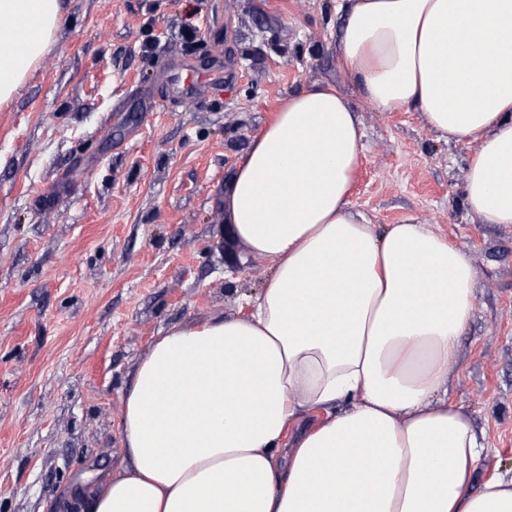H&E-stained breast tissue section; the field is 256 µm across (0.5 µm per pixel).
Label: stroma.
<instances>
[{
    "label": "stroma",
    "mask_w": 512,
    "mask_h": 512,
    "mask_svg": "<svg viewBox=\"0 0 512 512\" xmlns=\"http://www.w3.org/2000/svg\"><path fill=\"white\" fill-rule=\"evenodd\" d=\"M50 51L0 106V512H59L122 454L134 366L168 329L239 310L268 262L226 240L224 185L288 95L329 83L365 151L351 204L463 246L472 319L448 401L484 432L471 484L512 475V224L462 206L478 142L379 112L342 75L336 0H63ZM206 85L176 94L189 67ZM163 106L143 111L144 96Z\"/></svg>",
    "instance_id": "stroma-1"
}]
</instances>
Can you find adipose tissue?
Masks as SVG:
<instances>
[{"label":"adipose tissue","mask_w":512,"mask_h":512,"mask_svg":"<svg viewBox=\"0 0 512 512\" xmlns=\"http://www.w3.org/2000/svg\"><path fill=\"white\" fill-rule=\"evenodd\" d=\"M341 67L381 112L479 142L464 205L512 224V0H348ZM61 0H0V104L50 49ZM349 101L289 95L224 187V221L272 273L242 314L169 329L124 396L123 455L76 512H512L471 481L485 436L448 402L474 309L470 255L410 220L353 214ZM353 399V409L336 404Z\"/></svg>","instance_id":"ef3b65f1"}]
</instances>
